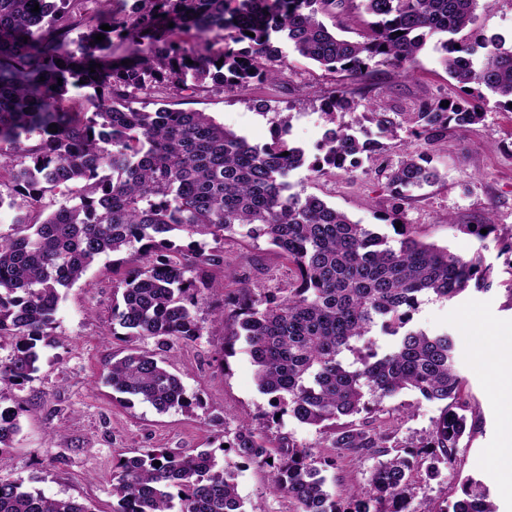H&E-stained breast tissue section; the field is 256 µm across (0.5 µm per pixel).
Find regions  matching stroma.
<instances>
[{
  "mask_svg": "<svg viewBox=\"0 0 512 512\" xmlns=\"http://www.w3.org/2000/svg\"><path fill=\"white\" fill-rule=\"evenodd\" d=\"M445 57L435 36L419 54L413 76L402 77L397 69L379 64L370 67L365 81L379 88L389 111L410 112L420 101L459 95ZM344 80L343 74L327 72L286 48L276 82L224 93H184L171 98L170 104L206 113L253 145L269 142L277 118L287 117L290 142L311 156L330 127L321 105ZM401 158L394 149L385 159L364 160L361 173L353 179L340 171L318 179L303 167L293 171L290 180L302 194L320 197L352 221L380 225L393 240L397 234L384 222L390 209L386 179L377 169L380 162L394 166ZM433 163L440 179L413 190L403 209V223L413 225L424 242L447 247L466 259L481 256L493 266L494 278L490 291L471 290L448 302L426 298L413 314L412 327L455 337L459 370L480 414L454 469L436 480L416 474L414 492L421 500L451 502L468 478H480L498 512H512V493L490 474L491 452L502 443L507 408L493 384L495 366L477 364L475 355L487 330L512 328L505 292L512 276L494 242L479 241L463 230L488 215L502 230L512 229V111L488 98L483 121L461 134L449 132L446 147L434 153ZM224 255L235 277L249 278L269 290L288 285L287 266L265 241L225 239ZM121 260L118 254L101 257L66 290L56 313L55 343L42 348L35 379L24 387L0 391L1 407L21 408L20 431L0 477L23 479L51 498H75L92 512H112V474L119 457L147 448L212 450L219 466H237V491L245 506H259L262 512H294L288 498L270 493L266 468L239 464L233 453L218 449L220 443L232 441L244 420L254 428H267L269 435H289L308 448H319L323 442L318 429L291 415L267 423L272 411L269 397L258 388L243 343H236L233 355L221 354L224 328L214 322L213 312L224 299L222 292L205 293L196 308L203 327L200 338L173 342L166 352L170 371L181 378L188 393L201 398L202 407L187 413L178 408L161 412L141 401L129 406L115 400L111 388L103 384L113 355L127 349L125 342L112 337V268ZM464 316L470 317V326L461 325ZM384 406V421L404 443L418 442L439 414L437 403L411 391L386 399Z\"/></svg>",
  "mask_w": 512,
  "mask_h": 512,
  "instance_id": "stroma-1",
  "label": "stroma"
}]
</instances>
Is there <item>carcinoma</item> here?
Wrapping results in <instances>:
<instances>
[{"label":"carcinoma","mask_w":512,"mask_h":512,"mask_svg":"<svg viewBox=\"0 0 512 512\" xmlns=\"http://www.w3.org/2000/svg\"><path fill=\"white\" fill-rule=\"evenodd\" d=\"M88 2L0 0V142L15 150L0 153V172L8 175L0 209L17 211L11 232L0 233V350L11 340L9 354L0 356V386L34 379L40 348L52 344L61 291L101 256L129 253L113 285L112 320L130 337L155 339L160 350L173 339L202 336L195 308L214 290V274L229 267L224 239H264L288 262V287L268 293L242 278L216 318L231 321L228 345L244 341L258 386L270 396L271 417L289 413L323 431L328 444L315 452L287 435L266 439L244 422L225 451L269 468V490L288 496L296 512H496L481 482H465L450 510L425 501L413 506L411 483L415 472L434 480L452 466L470 435L468 416L476 415L464 398L452 337L412 328L413 312L424 297L450 301L470 288L488 290L491 267L418 241L409 224L392 244L288 181L303 166L316 178L336 169L351 173L363 158L392 150L397 144L381 139L397 138L401 116L423 150H406L397 166L381 168L391 197L388 220L396 225L409 193L440 179L431 154L446 143L448 130L465 132L482 121L486 91L505 108L512 102V45L472 28L476 10L489 0H362L372 21L356 41L322 20L330 15L341 27L354 0H95L93 12ZM98 34L105 36L100 43ZM433 35L444 37L448 75L477 101L445 107L422 100L415 111L394 114L380 105L372 113L374 138L344 120L354 102L341 86L324 106L335 127L311 158L286 139L285 118L271 141L258 146L204 112L165 103L187 91L220 93L277 80L281 51L274 42L282 40L353 80L380 61L407 77ZM76 88L89 90L93 111L83 119L60 107ZM138 91L157 98L159 107H133ZM34 137L36 145H25ZM54 192L64 202L31 220L28 211ZM460 229L495 241L512 276V233L500 234L489 217ZM173 236L189 243L177 245ZM377 326L395 337L383 352L371 340ZM347 352L353 361L345 360ZM104 384L125 402L139 399L160 412L199 405L154 351L130 348L112 358ZM404 390L441 404L417 445L399 442L391 428L337 423L377 413ZM18 415L0 408L1 469ZM345 457L377 463L368 487L349 491L343 503L328 490L326 472ZM112 496V512H246L235 471L217 468L208 450L149 448L121 457ZM0 512L92 510L0 478Z\"/></svg>","instance_id":"cac0c4a2"}]
</instances>
